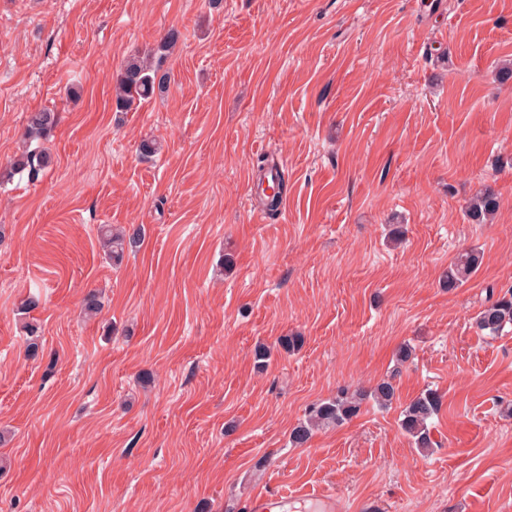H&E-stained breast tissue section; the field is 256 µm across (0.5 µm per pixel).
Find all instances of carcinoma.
Segmentation results:
<instances>
[{
  "mask_svg": "<svg viewBox=\"0 0 512 512\" xmlns=\"http://www.w3.org/2000/svg\"><path fill=\"white\" fill-rule=\"evenodd\" d=\"M180 39V32L169 30L157 46L143 55L128 58L122 66L115 84V104L120 112H127L137 103L152 98L155 93L167 86L169 74L162 69V62ZM58 123L57 113L50 108H42L28 113L24 129L25 146L10 164L9 170L0 172V183L9 181L16 174H24L28 180L36 181L49 166L51 157L43 143L52 135ZM500 208L498 194L485 188L476 193L466 206L467 219L473 224H485ZM142 228L131 224L124 231L112 232L103 227L102 236L109 259L119 262L126 247L136 244ZM483 255L471 250L458 256L448 267L443 284L453 290L476 271L482 263ZM477 328L487 336H497L506 326H512V292L485 305L476 318ZM395 396L391 382L378 384L372 391H357L353 394L345 390L335 397L312 404L303 423L293 428L291 443L295 446L306 444L315 428L335 426L357 417L365 400L372 398L381 405L390 403ZM441 406L440 395L433 390H425L415 397L402 411L401 429L413 440L418 448L432 445L428 422Z\"/></svg>",
  "mask_w": 512,
  "mask_h": 512,
  "instance_id": "carcinoma-1",
  "label": "carcinoma"
}]
</instances>
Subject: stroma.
I'll list each match as a JSON object with an SVG mask.
<instances>
[{
  "label": "stroma",
  "instance_id": "1",
  "mask_svg": "<svg viewBox=\"0 0 512 512\" xmlns=\"http://www.w3.org/2000/svg\"><path fill=\"white\" fill-rule=\"evenodd\" d=\"M171 28L168 89L117 111L122 64ZM509 60L512 0H0V169L28 112L59 116L40 179L0 186V512H249L300 490L512 512V327L475 325L512 288ZM264 156L285 195L260 218ZM486 186L499 212L470 223ZM103 224L144 228L122 264ZM469 249L481 266L444 288ZM385 381L390 406L291 444L311 404ZM426 389L420 449L399 423Z\"/></svg>",
  "mask_w": 512,
  "mask_h": 512
}]
</instances>
